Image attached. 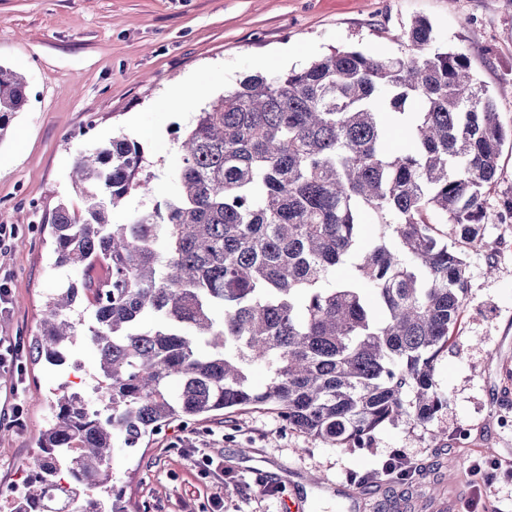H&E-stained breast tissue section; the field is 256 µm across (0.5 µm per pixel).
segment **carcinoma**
Listing matches in <instances>:
<instances>
[{
	"instance_id": "carcinoma-1",
	"label": "carcinoma",
	"mask_w": 512,
	"mask_h": 512,
	"mask_svg": "<svg viewBox=\"0 0 512 512\" xmlns=\"http://www.w3.org/2000/svg\"><path fill=\"white\" fill-rule=\"evenodd\" d=\"M403 38L392 57L334 51L241 80L176 129L172 195L123 224L110 210L149 191L143 147L122 135L77 159L84 211L61 203L50 228L54 266L84 279L48 298L31 352L61 365L87 302L96 398L55 393L11 512H49L56 493L70 512L81 497L131 512L115 448L174 422L267 409L348 447L434 418L446 403L434 362L453 341L507 133L462 49L434 46L426 19ZM25 101L23 77L0 66V142ZM396 123L400 153L387 145ZM448 222L451 241L437 228Z\"/></svg>"
}]
</instances>
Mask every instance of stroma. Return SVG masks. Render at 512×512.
Instances as JSON below:
<instances>
[{
    "instance_id": "1",
    "label": "stroma",
    "mask_w": 512,
    "mask_h": 512,
    "mask_svg": "<svg viewBox=\"0 0 512 512\" xmlns=\"http://www.w3.org/2000/svg\"><path fill=\"white\" fill-rule=\"evenodd\" d=\"M430 21L441 43L463 48L489 89L504 129H512V0H0V66L23 75L27 101L0 141V338L30 343L48 297L81 271L53 265L48 225L59 203L81 210L70 175L81 152L127 135L139 139L150 193L128 195L115 223L153 210L173 190L182 164L175 126L251 74L299 69L356 48L390 57L411 21ZM217 74L207 94L175 112L157 103ZM155 131L154 140L141 136ZM512 140L486 192L480 248L470 250L458 331L435 362L445 403L433 421L398 420L361 444L336 448L288 429L276 414L249 409L195 424L173 423L140 448L115 451V482L132 512H283L290 491L303 512H350L321 490H360L367 503L401 512H512V478L489 479L512 464ZM25 428L8 424L11 387L0 383V512L20 490L16 473L36 451L49 415L45 392L57 370L22 358ZM214 460L207 475L194 461ZM408 475L387 474L391 459Z\"/></svg>"
}]
</instances>
